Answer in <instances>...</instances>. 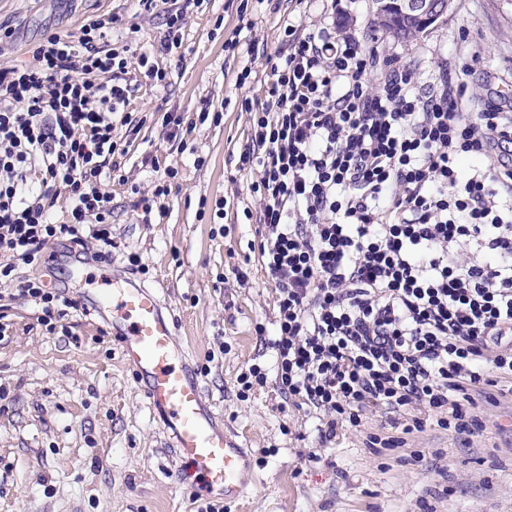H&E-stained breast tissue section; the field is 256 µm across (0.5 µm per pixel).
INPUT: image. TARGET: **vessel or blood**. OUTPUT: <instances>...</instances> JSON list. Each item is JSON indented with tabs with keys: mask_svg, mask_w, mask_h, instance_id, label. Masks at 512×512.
<instances>
[{
	"mask_svg": "<svg viewBox=\"0 0 512 512\" xmlns=\"http://www.w3.org/2000/svg\"><path fill=\"white\" fill-rule=\"evenodd\" d=\"M88 302L92 312L110 321L122 360L136 373L143 396L167 431L174 460L185 467L183 482L238 499L246 487L249 457L206 401L158 288L116 277L93 289Z\"/></svg>",
	"mask_w": 512,
	"mask_h": 512,
	"instance_id": "1",
	"label": "vessel or blood"
}]
</instances>
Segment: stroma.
<instances>
[{
    "instance_id": "35a3bbf8",
    "label": "stroma",
    "mask_w": 512,
    "mask_h": 512,
    "mask_svg": "<svg viewBox=\"0 0 512 512\" xmlns=\"http://www.w3.org/2000/svg\"><path fill=\"white\" fill-rule=\"evenodd\" d=\"M238 5H186L181 49L157 59L169 74L167 88L129 72L135 87L129 109L144 124L129 137L125 180L106 184L111 265L89 262L83 279L73 280V256L61 241L51 265L19 266L17 277H41L76 301L112 265L144 284H164V311L176 320V339L203 381L206 400L251 455L239 499L207 496L223 512H418L423 496L433 498L437 512H512V397L479 405V436L456 439L431 419L384 462L366 444L369 434L383 430L380 414H366L360 427L324 443L317 419L285 403L275 380L243 390L239 376L250 365L274 367L255 331L274 323V292L250 249L258 227L242 214L254 176L235 174L247 133V116L235 102L262 95L264 56L274 53L285 23L336 27L424 81L442 67L468 65L469 93L508 111L512 0H452L447 15L411 41L375 29L373 0H278L274 9L251 0L243 18ZM108 16L119 20L113 47L148 49L164 33L161 15L140 12L136 0H0V27L14 34L0 67L28 61L31 44L47 31L74 32ZM234 34L243 49L228 57L224 40ZM254 42L264 55L248 53ZM246 67L254 78L238 85ZM206 102L218 116L202 123ZM171 109L195 123L188 143L166 138L162 117ZM147 155L158 167L179 168L161 201L163 217L149 224L135 207L158 178L157 167L141 163ZM198 156L204 167L195 165ZM219 200L226 203L220 216ZM0 306L10 325L0 336V512H194L195 491L179 484L168 436L111 336L103 334L104 320L73 312L63 320L66 333H48L38 322L39 307L15 296L10 285H0Z\"/></svg>"
}]
</instances>
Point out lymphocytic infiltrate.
I'll return each mask as SVG.
<instances>
[{
  "instance_id": "obj_1",
  "label": "lymphocytic infiltrate",
  "mask_w": 512,
  "mask_h": 512,
  "mask_svg": "<svg viewBox=\"0 0 512 512\" xmlns=\"http://www.w3.org/2000/svg\"><path fill=\"white\" fill-rule=\"evenodd\" d=\"M152 50L104 44L111 23L49 32L28 63L0 68V284L40 268L48 247L98 242L112 255L109 174L135 130L130 62L154 84L155 57L181 48L184 8H160ZM456 70L433 85L414 70L324 28L287 24L262 99L242 97L247 135L236 163L256 174L246 219L274 289L276 382L293 405L319 412L324 440L368 409L390 414L374 453L438 415L443 429L479 434L477 398L497 401L512 379V113L462 109ZM65 210H58L59 201ZM20 296L55 332L77 303L40 278Z\"/></svg>"
}]
</instances>
